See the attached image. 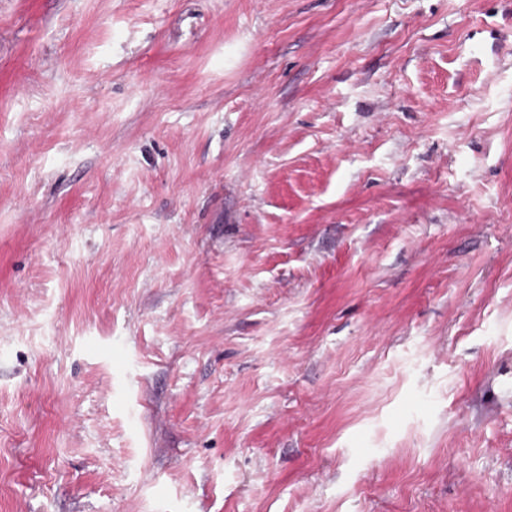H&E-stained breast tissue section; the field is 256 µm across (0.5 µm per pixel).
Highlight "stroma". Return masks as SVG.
I'll list each match as a JSON object with an SVG mask.
<instances>
[{
  "instance_id": "stroma-1",
  "label": "stroma",
  "mask_w": 512,
  "mask_h": 512,
  "mask_svg": "<svg viewBox=\"0 0 512 512\" xmlns=\"http://www.w3.org/2000/svg\"><path fill=\"white\" fill-rule=\"evenodd\" d=\"M0 512H512V0H0Z\"/></svg>"
}]
</instances>
